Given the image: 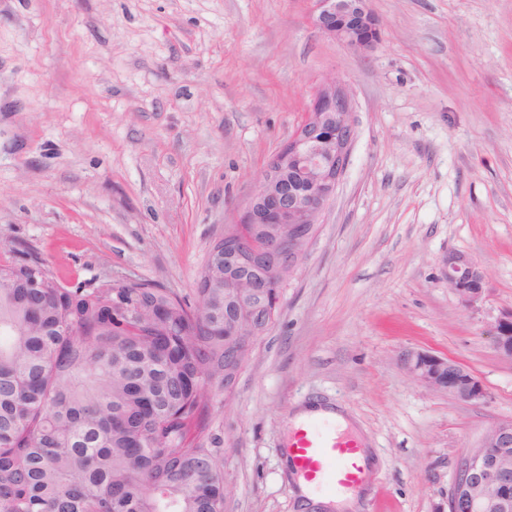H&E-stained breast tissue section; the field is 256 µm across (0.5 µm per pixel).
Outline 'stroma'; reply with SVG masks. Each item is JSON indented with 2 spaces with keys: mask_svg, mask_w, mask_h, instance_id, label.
<instances>
[{
  "mask_svg": "<svg viewBox=\"0 0 512 512\" xmlns=\"http://www.w3.org/2000/svg\"><path fill=\"white\" fill-rule=\"evenodd\" d=\"M311 0H0V261L64 282L154 281L185 299L207 253L336 77L357 137L279 315L217 412L226 512H301L292 418L340 408L374 459L353 512H448L461 455L512 420V0H371L347 49ZM487 271L478 311L444 261ZM452 358L483 401L415 382ZM510 328H512V310L501 313L491 333L493 347L499 355L508 359H512V344L510 346V343L507 342V338L510 337V335L512 340V332L509 331ZM403 364L412 378L424 388L446 393L457 400L474 402L486 396L482 382L456 361L426 351L403 354Z\"/></svg>",
  "mask_w": 512,
  "mask_h": 512,
  "instance_id": "stroma-1",
  "label": "stroma"
}]
</instances>
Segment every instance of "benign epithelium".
I'll use <instances>...</instances> for the list:
<instances>
[{
  "label": "benign epithelium",
  "instance_id": "7a95c632",
  "mask_svg": "<svg viewBox=\"0 0 512 512\" xmlns=\"http://www.w3.org/2000/svg\"><path fill=\"white\" fill-rule=\"evenodd\" d=\"M314 25L342 46L364 52L382 40V27L370 0H315ZM357 130L351 95L334 78L322 80L293 134L269 159L252 195L237 211L238 232L232 243L233 260L240 251L251 253L254 264L270 265L264 276L249 273L224 287L237 289L236 301L224 311V389L229 391L243 371L242 352L253 348L268 331V319L256 308L248 332L241 330L242 307L262 299L272 285L290 286L299 276L314 235L301 234L298 225L319 226L348 165ZM448 289L469 310L485 299V268L461 252L448 253L445 263ZM499 355L512 359V310L504 311L492 328ZM403 364L424 388L446 393L464 402L480 401L482 382L456 361L426 351L403 354ZM512 447V421L486 429L480 444L467 451L457 466L448 496V512H512V466L496 448Z\"/></svg>",
  "mask_w": 512,
  "mask_h": 512
}]
</instances>
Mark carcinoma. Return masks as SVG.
<instances>
[{
	"label": "carcinoma",
	"mask_w": 512,
	"mask_h": 512,
	"mask_svg": "<svg viewBox=\"0 0 512 512\" xmlns=\"http://www.w3.org/2000/svg\"><path fill=\"white\" fill-rule=\"evenodd\" d=\"M0 269V512H224L212 433L224 281L189 304L151 282L31 288ZM167 309L139 327L142 305ZM167 336L159 351L155 339Z\"/></svg>",
	"instance_id": "carcinoma-1"
}]
</instances>
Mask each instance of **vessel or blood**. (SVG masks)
Listing matches in <instances>:
<instances>
[{
  "label": "vessel or blood",
  "instance_id": "1",
  "mask_svg": "<svg viewBox=\"0 0 512 512\" xmlns=\"http://www.w3.org/2000/svg\"><path fill=\"white\" fill-rule=\"evenodd\" d=\"M292 446L295 467L306 479L331 492L361 488L359 444L343 430L313 422L298 430Z\"/></svg>",
  "mask_w": 512,
  "mask_h": 512
}]
</instances>
